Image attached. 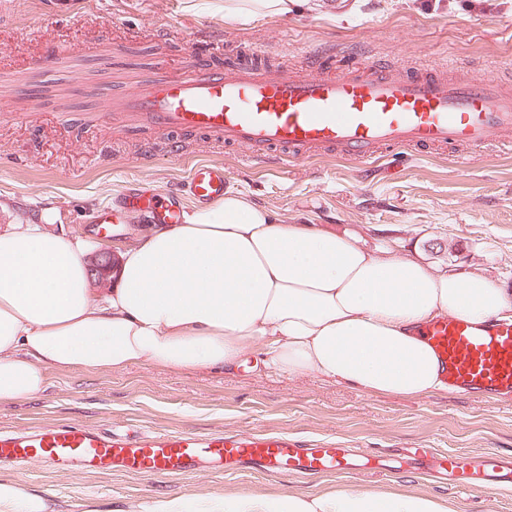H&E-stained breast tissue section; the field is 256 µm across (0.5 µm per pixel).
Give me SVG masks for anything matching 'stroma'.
<instances>
[{"mask_svg":"<svg viewBox=\"0 0 512 512\" xmlns=\"http://www.w3.org/2000/svg\"><path fill=\"white\" fill-rule=\"evenodd\" d=\"M253 51L275 66L303 68L311 53L326 68L376 61L421 70L454 60L473 78L512 80V0H343L284 18L228 22L211 0H13L0 22V227L22 220L93 247L129 248L146 218L124 215L109 238L90 219L131 182L176 192L192 164H223L230 189L288 224L357 235L372 251L391 249L442 270L479 269L512 293V152L496 143L461 157L432 150L383 153L369 165L329 160L250 162L244 151L197 135L182 159L170 138L150 142L113 132L105 97L134 87L142 71H182L210 43ZM21 113L33 123L18 121ZM27 401L0 404V428L79 424L196 432H283L340 442L373 458L355 474L270 477L241 469L179 477L63 472L33 461L0 467V480L37 490L53 512L150 507L164 494L318 493L398 489L448 500L454 512H512V489L484 493L414 470L409 448L434 455L491 449L512 456V400L450 393L374 395L311 374L280 375L245 356L231 372L134 365L118 372H53Z\"/></svg>","mask_w":512,"mask_h":512,"instance_id":"1","label":"stroma"}]
</instances>
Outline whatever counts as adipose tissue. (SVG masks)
<instances>
[{
	"label": "adipose tissue",
	"mask_w": 512,
	"mask_h": 512,
	"mask_svg": "<svg viewBox=\"0 0 512 512\" xmlns=\"http://www.w3.org/2000/svg\"><path fill=\"white\" fill-rule=\"evenodd\" d=\"M227 20L283 17L315 0H222ZM90 245L38 224L0 231V403L44 392L52 371L237 368L250 353L372 394L446 390L413 333L440 317L512 320V296L485 273L436 270L376 253L350 233L286 224L229 190L185 223L149 229L120 254L112 288L90 286ZM147 512H452L420 493L161 496Z\"/></svg>",
	"instance_id": "obj_1"
}]
</instances>
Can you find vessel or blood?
Listing matches in <instances>:
<instances>
[{"label": "vessel or blood", "instance_id": "1", "mask_svg": "<svg viewBox=\"0 0 512 512\" xmlns=\"http://www.w3.org/2000/svg\"><path fill=\"white\" fill-rule=\"evenodd\" d=\"M223 54V44L210 45L207 58L190 69L169 76L148 73L135 91L109 97L113 130L203 135L245 149L261 163L313 158L371 163L385 147L458 148L493 138L512 150V86L455 75L448 61L419 72L381 70L363 62L333 74L287 73L251 54L238 55L226 67L218 62ZM184 188L201 203L223 200V165L194 164ZM125 212L142 213L153 224H181L187 216L180 195L142 182L127 189L118 204L93 215L94 233L110 237ZM416 334L437 356L450 390L512 399V321L476 325L444 317L420 325ZM407 454L414 464L431 466L456 487L489 493L512 486V457L481 452L433 458L424 448L408 449ZM34 458L68 472L122 470L161 477L192 473L214 461L269 476L360 468L346 449L331 443L310 447L284 434L0 428V466H21Z\"/></svg>", "mask_w": 512, "mask_h": 512}]
</instances>
